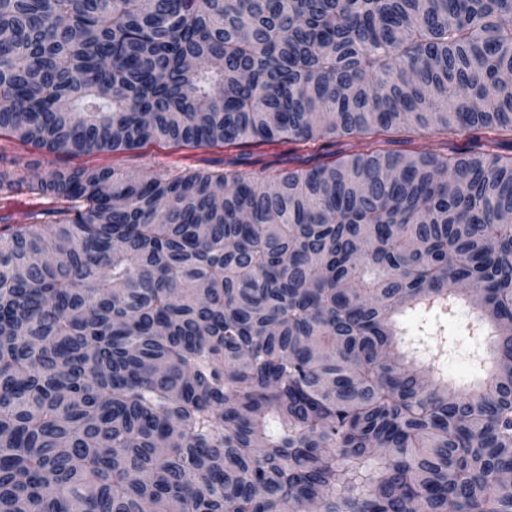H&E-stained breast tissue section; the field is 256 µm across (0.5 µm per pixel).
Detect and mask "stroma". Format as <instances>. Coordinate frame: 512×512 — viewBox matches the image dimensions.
<instances>
[{"instance_id":"stroma-1","label":"stroma","mask_w":512,"mask_h":512,"mask_svg":"<svg viewBox=\"0 0 512 512\" xmlns=\"http://www.w3.org/2000/svg\"><path fill=\"white\" fill-rule=\"evenodd\" d=\"M358 143L350 137L320 138L309 142L267 144L248 141L236 146L176 145L163 140H150L139 148L126 152H90L80 156L56 153L44 157L16 138L0 136V159L21 163L22 175L30 181L45 175L56 167L114 168L138 176L144 173L176 175L194 170L221 172L234 169L261 177L273 170L286 167L289 160L301 161L311 167L341 156L355 153ZM468 310H461L449 324V333L457 343L445 359L444 369L449 377L458 379L472 374L468 355L470 339L466 332Z\"/></svg>"}]
</instances>
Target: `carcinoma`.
Masks as SVG:
<instances>
[{
  "label": "carcinoma",
  "instance_id": "cac0c4a2",
  "mask_svg": "<svg viewBox=\"0 0 512 512\" xmlns=\"http://www.w3.org/2000/svg\"><path fill=\"white\" fill-rule=\"evenodd\" d=\"M0 31V135L41 155L512 133V0H0ZM23 186L73 206L0 228V512H512V155ZM469 314L467 309H462L455 320L448 324V333L455 334L458 339L454 350L445 359L444 369L448 377L454 379L471 377L473 371L468 356L470 339L466 332Z\"/></svg>",
  "mask_w": 512,
  "mask_h": 512
}]
</instances>
